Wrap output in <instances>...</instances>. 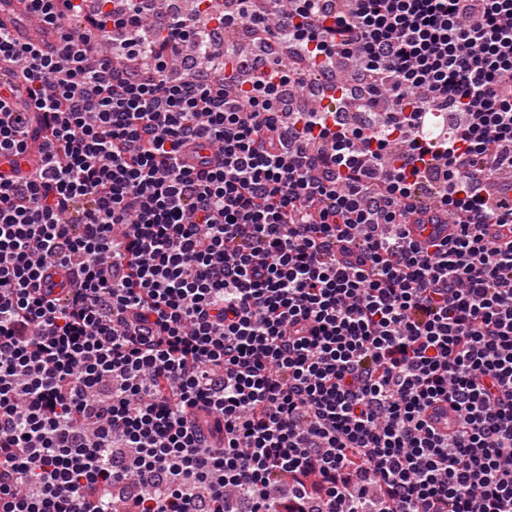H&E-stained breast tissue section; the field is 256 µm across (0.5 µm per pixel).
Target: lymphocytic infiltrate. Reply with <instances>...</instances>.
Instances as JSON below:
<instances>
[{"label": "lymphocytic infiltrate", "instance_id": "obj_1", "mask_svg": "<svg viewBox=\"0 0 512 512\" xmlns=\"http://www.w3.org/2000/svg\"><path fill=\"white\" fill-rule=\"evenodd\" d=\"M27 2L57 42L0 26V512H512V0H234L298 64L218 76L171 67L213 0ZM353 53L380 126L287 110Z\"/></svg>", "mask_w": 512, "mask_h": 512}]
</instances>
